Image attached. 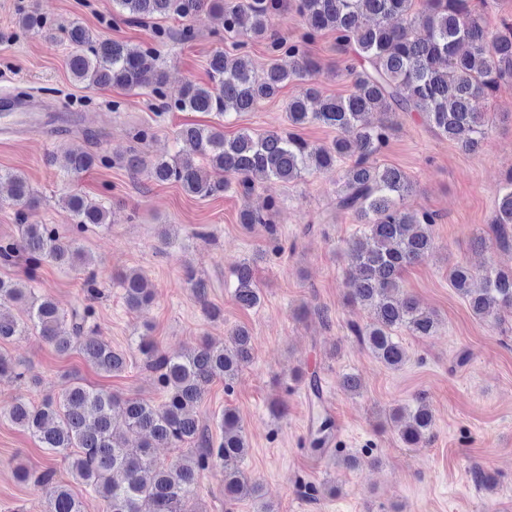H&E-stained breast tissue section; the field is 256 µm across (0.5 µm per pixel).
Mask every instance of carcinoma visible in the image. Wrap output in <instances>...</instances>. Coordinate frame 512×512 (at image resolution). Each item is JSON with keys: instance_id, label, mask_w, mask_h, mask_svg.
<instances>
[{"instance_id": "cac0c4a2", "label": "carcinoma", "mask_w": 512, "mask_h": 512, "mask_svg": "<svg viewBox=\"0 0 512 512\" xmlns=\"http://www.w3.org/2000/svg\"><path fill=\"white\" fill-rule=\"evenodd\" d=\"M113 0L116 15L129 22L176 16L187 19L210 8L224 14V34L239 38L237 53L216 51L209 60L208 83L186 82L169 107L181 112H214L226 118L252 112L262 101L275 97L288 83L306 84L287 104L288 128L254 133L241 130L232 138L214 126L197 124L181 128L179 148L169 156L146 159L133 154L127 161L135 175L145 172L158 183L178 185L185 193L210 197L236 189L248 196L260 179L285 184L307 175L345 169L339 176L336 210L353 215L361 229L347 247L349 299L366 309L369 321L353 324L357 342L384 366L399 368L406 352L398 333L432 336L439 328L436 314L403 294L402 275L411 265L433 255L432 224L438 215L407 205L414 182L402 169L379 164L374 156L386 148L392 125L373 124V112H418L446 137L469 152L478 151L490 119L473 102L491 95L512 78V24L489 27L483 10L472 0ZM294 12L303 27L290 40L276 37L272 20ZM325 31L336 35L342 53H354L345 65L353 87L346 96H324L310 83L317 61L309 46ZM266 42L270 62L254 72L246 50L248 42ZM72 50L67 67L87 88L148 89L167 97L166 71L157 49L118 41L98 42L86 28H70ZM318 123L338 132L328 145H312L294 132ZM103 156L65 151L62 168L77 175ZM9 187L12 204L32 212L38 197L27 178L0 171V185ZM66 207L78 224L109 226L108 211L100 203L74 192ZM276 203L265 210L245 208L243 224H270ZM493 224L501 231L512 226V180L499 190ZM24 255L31 263L48 260L58 266L80 268L89 264L84 250L59 236L48 224L24 222L15 241H0V259L9 263ZM234 298L245 309L261 302V288L253 262L233 271ZM124 300L131 309L152 302L148 278L140 271L120 274ZM448 279L467 302L474 316L498 322L512 317V270L487 268L476 273L464 264L454 265ZM27 302V318L18 321L0 313V340L29 329L39 334L60 355L77 349L98 370L114 374L126 368V357L95 330H85V316L72 311L65 316L48 296H29L12 279L0 277V303ZM137 350L158 374L164 400L143 399L95 390L73 380L57 397L39 405L16 402L8 418L35 437L51 454L68 461L73 481L88 487L108 502V512H194L198 472L210 466L224 474V498H251L260 512H273L262 502V485L239 467L248 448L245 426L231 411L220 422L221 438H207L197 418L210 384L217 378L234 380L254 358L252 336L236 328L229 343L217 348L207 341L192 353L171 356L147 336L138 338ZM124 419L125 434L114 431L115 413ZM392 418H403L402 442L418 448L430 438L434 416L421 401L414 408L398 407ZM332 423L319 415L311 427L309 444L323 453ZM191 446L168 465H158L151 449ZM34 483L49 490L47 512H83L82 502L70 485L45 468Z\"/></svg>"}]
</instances>
